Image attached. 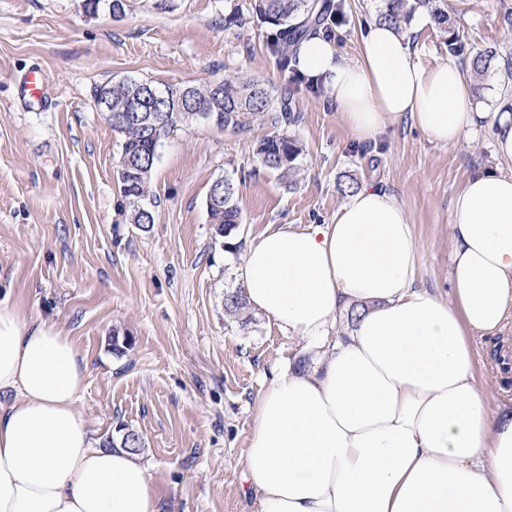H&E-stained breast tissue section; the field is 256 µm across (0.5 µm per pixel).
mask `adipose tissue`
I'll return each instance as SVG.
<instances>
[{"mask_svg": "<svg viewBox=\"0 0 512 512\" xmlns=\"http://www.w3.org/2000/svg\"><path fill=\"white\" fill-rule=\"evenodd\" d=\"M297 68L359 140L407 118L453 145L488 119L496 158L512 163V108L486 112L455 61L421 65L387 23L370 26L353 63L309 38ZM449 223L447 298L416 286L414 227L378 186L329 223L249 244L237 278L250 306L320 350L256 404L243 466L260 512H512V407L486 406L470 341L512 314V174L470 177ZM348 309L350 334L332 337ZM86 381L70 336L0 300V512H160L149 464L97 446L77 413Z\"/></svg>", "mask_w": 512, "mask_h": 512, "instance_id": "obj_1", "label": "adipose tissue"}]
</instances>
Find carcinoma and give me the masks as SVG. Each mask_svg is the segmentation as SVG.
Instances as JSON below:
<instances>
[{"label":"carcinoma","mask_w":512,"mask_h":512,"mask_svg":"<svg viewBox=\"0 0 512 512\" xmlns=\"http://www.w3.org/2000/svg\"><path fill=\"white\" fill-rule=\"evenodd\" d=\"M445 0H383V7L377 16L401 28L420 9L428 10L441 25L448 23V10ZM252 9L263 22L277 28L272 53L286 68L297 60L301 41L310 34H317L331 17L334 4L330 0H253ZM448 55L462 60L473 78L487 72L493 51L473 52L457 35L448 37ZM153 83L123 79L99 86L95 92L96 102L109 98L112 112L122 113L142 97L144 87ZM161 93L168 98L163 107V117L156 123L154 132L130 124L109 122L112 130L123 136L121 154L129 161L121 177L120 193L125 202L128 218L133 224L143 228L154 222L152 212L144 207L148 195V185L155 164L157 147L163 136L180 124L200 123L202 113L212 115L210 124L217 128L241 126L247 114H262L270 111L273 97L265 84L257 80L240 77H227L224 80L205 86L166 87ZM200 111H189V108ZM273 131L261 139L255 154L259 164L276 171L283 178L296 175V160L301 149L298 143L278 127L293 120L286 100H281L279 112L269 117ZM234 184L229 179L224 183H212L206 198V210L215 233L228 237L241 223V208L235 197Z\"/></svg>","instance_id":"obj_1"}]
</instances>
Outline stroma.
<instances>
[{
  "mask_svg": "<svg viewBox=\"0 0 512 512\" xmlns=\"http://www.w3.org/2000/svg\"><path fill=\"white\" fill-rule=\"evenodd\" d=\"M330 27L339 54L357 61L381 0H341ZM448 25L412 37L420 64L448 57L456 33L477 52L494 51L472 94L497 107L512 99V0H447ZM238 9L241 22L224 16ZM273 26L251 0H124L88 13L84 0H0V298L27 318L61 328L88 366L76 404L95 439L138 433L162 512H259L243 476L254 412L275 369L309 366L306 342L244 306L224 311L239 290L248 243L283 224L328 223L346 197L339 187L372 182L395 192L421 247L416 285L449 296L452 200L477 171L497 167L492 132L448 146L410 120L377 143H361L325 93L282 70L268 49ZM40 70L48 102L22 107L18 80ZM258 79L288 93L286 125L301 154L295 182L263 169L257 142L264 115L239 129L178 126L158 147L145 201L149 228L130 223L118 187L122 136L95 102L100 85L141 79L158 87L199 86L224 76ZM231 179L242 210L232 238L215 234L206 197ZM127 338L123 352L113 336ZM475 374L490 409L505 400L501 351L473 339Z\"/></svg>",
  "mask_w": 512,
  "mask_h": 512,
  "instance_id": "35a3bbf8",
  "label": "stroma"
}]
</instances>
